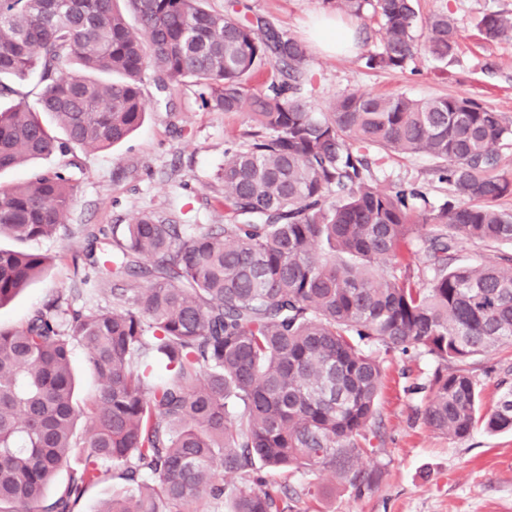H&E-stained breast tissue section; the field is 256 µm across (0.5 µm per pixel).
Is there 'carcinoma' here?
<instances>
[{
	"label": "carcinoma",
	"instance_id": "carcinoma-1",
	"mask_svg": "<svg viewBox=\"0 0 512 512\" xmlns=\"http://www.w3.org/2000/svg\"><path fill=\"white\" fill-rule=\"evenodd\" d=\"M0 0V170L51 155L50 171L0 187V236L24 243L69 234L73 151L121 143L175 85L250 119L217 174L225 223L190 233L141 213L112 254L87 231L83 265L112 282V308L59 297L18 329L0 327V512H75L107 472L122 488L98 512H288L290 477L329 472L360 494L379 480L362 460L382 387L381 352L437 361L420 409L455 439L482 422L512 430V385L481 412L468 361L512 347V253L452 264L463 241L512 244V174L499 171L512 120L474 100L350 91L318 112L303 94L309 55L298 39L206 0ZM382 23L368 68L403 70L417 51L415 0H324ZM427 52L445 61L459 35L447 11L426 20ZM487 41L512 35V14L478 22ZM266 73L263 89L250 83ZM37 77L33 103L2 78ZM51 115L56 128L41 114ZM427 154L452 187L440 206L415 188L381 190L369 150ZM428 242L430 278L415 268ZM51 258L0 249V308ZM80 346L98 391L78 402ZM456 364L448 371V364ZM83 456L78 468L71 458ZM230 480L215 481L218 469ZM63 469L64 489L44 490Z\"/></svg>",
	"mask_w": 512,
	"mask_h": 512
}]
</instances>
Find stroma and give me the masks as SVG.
Masks as SVG:
<instances>
[{"label":"stroma","instance_id":"1","mask_svg":"<svg viewBox=\"0 0 512 512\" xmlns=\"http://www.w3.org/2000/svg\"><path fill=\"white\" fill-rule=\"evenodd\" d=\"M240 16L263 19L280 33L308 47L312 80L304 87L317 108L351 90L403 94L414 99L464 96L512 119V37L489 42L477 28L489 11L512 14V0H419L421 16L447 10L459 33L454 58L439 61L418 51L404 70L366 68L363 54L377 51L382 31L377 18L365 14L348 20L357 36L355 48L324 52L309 37L320 15L329 13L323 0H240ZM151 105L143 125L111 149L82 153L75 170L77 192L70 209V233L27 242L28 250L51 257L49 270L0 308V326L24 324L31 313L58 296L73 306H108L110 293L95 298L79 294L84 275L73 258L87 246L84 229L95 226L122 237L132 216L155 212L200 232L224 221L217 200L223 192L216 173L224 150L248 129L242 113H224L202 105L199 90L178 85L169 108L153 107V87H146ZM374 182L389 189L413 186L433 204L450 199L448 184L439 182L435 162L424 154L396 155L370 150ZM437 363L426 354H391L383 366V385L373 423L378 436L371 462L381 470L377 486L354 494L331 473L309 472L291 478L292 512H512V431L490 433L476 427L463 439L429 429L419 413L420 390L428 386ZM484 408H492L502 381L512 382V352L493 350L470 360ZM311 482L327 487L321 498L303 495Z\"/></svg>","mask_w":512,"mask_h":512}]
</instances>
